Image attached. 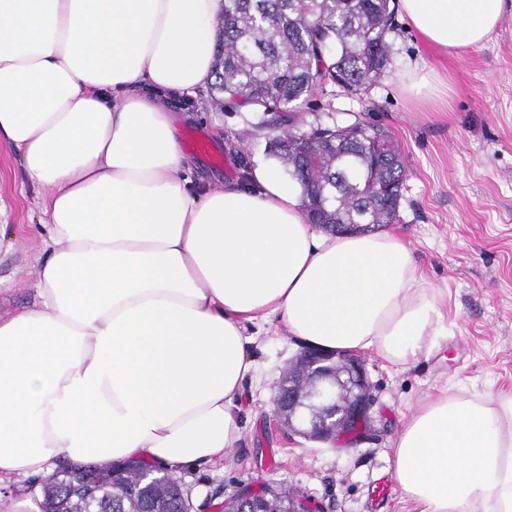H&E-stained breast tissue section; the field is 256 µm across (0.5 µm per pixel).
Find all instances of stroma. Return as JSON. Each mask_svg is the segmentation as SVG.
Wrapping results in <instances>:
<instances>
[{"label": "stroma", "mask_w": 512, "mask_h": 512, "mask_svg": "<svg viewBox=\"0 0 512 512\" xmlns=\"http://www.w3.org/2000/svg\"><path fill=\"white\" fill-rule=\"evenodd\" d=\"M394 21L383 77L360 94L325 83L305 107V119L365 120L397 140L407 178L392 229L441 292L448 333L411 364L363 352L374 398L369 436L336 445L275 422L273 386L302 347L282 326L262 337L255 351L259 376L246 384L242 399L239 445L222 462L175 471L194 512H210L211 495L244 484L288 487L326 512H372L371 488L381 476H393L394 442L417 404L443 388L489 397L512 393V0L482 44L456 55L425 45L402 16ZM415 68L448 78V86L403 91L401 81ZM168 107L176 129L204 130L224 158L220 169L190 155L194 181L236 184L255 164L269 162L263 113L216 103L207 89L193 98L171 96ZM43 194L17 153L0 143V316L36 298V269L47 255Z\"/></svg>", "instance_id": "35a3bbf8"}]
</instances>
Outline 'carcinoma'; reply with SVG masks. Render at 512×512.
Listing matches in <instances>:
<instances>
[{"instance_id": "cac0c4a2", "label": "carcinoma", "mask_w": 512, "mask_h": 512, "mask_svg": "<svg viewBox=\"0 0 512 512\" xmlns=\"http://www.w3.org/2000/svg\"><path fill=\"white\" fill-rule=\"evenodd\" d=\"M391 0H224L218 18L213 90L239 107L271 115L260 127L273 131L270 153L301 189L310 223L342 230L348 224L398 221L406 178L402 153L384 128L367 121L346 127L318 124L299 131L300 108L333 81L349 93L377 82L390 60L394 29ZM316 156L304 162L298 145ZM142 462L123 473L88 464L64 470L46 487L41 512L56 502L80 501L79 481L99 483L91 512H136L156 505L189 512L181 483L166 471L140 481Z\"/></svg>"}]
</instances>
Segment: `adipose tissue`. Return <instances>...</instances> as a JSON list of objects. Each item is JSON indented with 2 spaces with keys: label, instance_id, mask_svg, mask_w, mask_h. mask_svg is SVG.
Segmentation results:
<instances>
[{
  "label": "adipose tissue",
  "instance_id": "ef3b65f1",
  "mask_svg": "<svg viewBox=\"0 0 512 512\" xmlns=\"http://www.w3.org/2000/svg\"><path fill=\"white\" fill-rule=\"evenodd\" d=\"M219 0H0V143L46 188L38 301L0 317V488L86 461H223L250 329L417 361L445 328L393 231L328 235L266 166L195 184L165 102L213 83ZM443 53L505 0H399ZM418 512H512V393L440 391L394 442Z\"/></svg>",
  "mask_w": 512,
  "mask_h": 512
}]
</instances>
